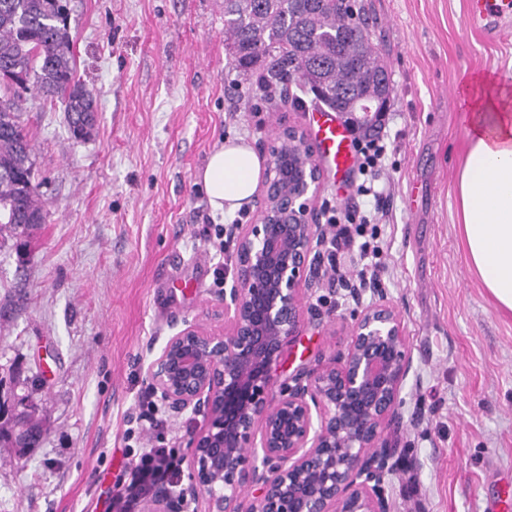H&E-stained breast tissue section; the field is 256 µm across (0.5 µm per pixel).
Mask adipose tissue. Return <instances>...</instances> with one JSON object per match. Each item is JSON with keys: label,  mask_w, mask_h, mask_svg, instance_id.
<instances>
[{"label": "adipose tissue", "mask_w": 512, "mask_h": 512, "mask_svg": "<svg viewBox=\"0 0 512 512\" xmlns=\"http://www.w3.org/2000/svg\"><path fill=\"white\" fill-rule=\"evenodd\" d=\"M464 93L470 112L455 219L469 266L498 305L512 312V86L476 73ZM261 168L244 139L225 140L198 175L211 210L233 214L248 204Z\"/></svg>", "instance_id": "1"}]
</instances>
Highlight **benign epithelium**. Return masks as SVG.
I'll use <instances>...</instances> for the list:
<instances>
[{
	"mask_svg": "<svg viewBox=\"0 0 512 512\" xmlns=\"http://www.w3.org/2000/svg\"><path fill=\"white\" fill-rule=\"evenodd\" d=\"M385 109L382 96L359 98L341 116L365 132ZM320 185L306 134L283 126L266 150L257 220L237 226L224 323H185L149 364L170 408L207 418L187 442L188 484L162 489L158 501L201 502L204 512H392L383 483L394 449L385 434L402 424L413 361L382 289L355 317L343 351L269 396L273 367L303 327L314 248L327 237L315 205Z\"/></svg>",
	"mask_w": 512,
	"mask_h": 512,
	"instance_id": "7a95c632",
	"label": "benign epithelium"
}]
</instances>
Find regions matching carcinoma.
I'll return each instance as SVG.
<instances>
[{
  "instance_id": "cac0c4a2",
  "label": "carcinoma",
  "mask_w": 512,
  "mask_h": 512,
  "mask_svg": "<svg viewBox=\"0 0 512 512\" xmlns=\"http://www.w3.org/2000/svg\"><path fill=\"white\" fill-rule=\"evenodd\" d=\"M56 2L0 0V70L24 69L26 90L61 99L71 127L94 96L77 78L68 19L59 18ZM224 37L234 68L265 92L285 96L296 81L340 107L355 97L394 93L365 23L336 0H224ZM19 99L0 88V235L15 236L47 218ZM42 435L38 419L27 413L12 420L8 438L14 448H34Z\"/></svg>"
}]
</instances>
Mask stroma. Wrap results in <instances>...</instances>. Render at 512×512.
<instances>
[{"mask_svg": "<svg viewBox=\"0 0 512 512\" xmlns=\"http://www.w3.org/2000/svg\"><path fill=\"white\" fill-rule=\"evenodd\" d=\"M395 88L385 120L394 142L383 200L324 171L320 202L388 212L393 262L380 286L406 331L413 369L398 468L384 487L392 512H512V314L469 269L455 222L465 147L463 82L512 76V32L487 41L465 0H358ZM78 73L97 123L69 133L59 102L22 96L48 218L0 240V400L34 410L46 429L26 451L0 443V512H109L143 454L173 448L187 484L189 436L203 414L161 406L139 420L146 368L184 322L220 312L213 214L198 173L225 139L253 150L279 129L310 131L314 103L269 101L231 64L224 0H70ZM356 305L316 279L304 327L273 376L343 349Z\"/></svg>", "mask_w": 512, "mask_h": 512, "instance_id": "obj_1", "label": "stroma"}]
</instances>
